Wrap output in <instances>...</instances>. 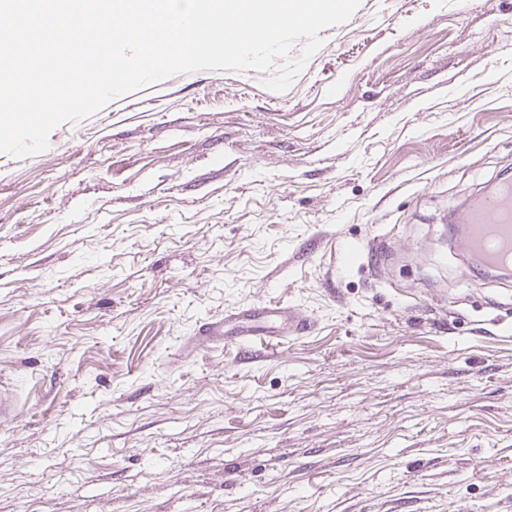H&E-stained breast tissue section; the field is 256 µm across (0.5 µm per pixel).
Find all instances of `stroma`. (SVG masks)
Listing matches in <instances>:
<instances>
[{
  "instance_id": "35a3bbf8",
  "label": "stroma",
  "mask_w": 512,
  "mask_h": 512,
  "mask_svg": "<svg viewBox=\"0 0 512 512\" xmlns=\"http://www.w3.org/2000/svg\"><path fill=\"white\" fill-rule=\"evenodd\" d=\"M289 87L196 71L0 154V512H512V0H359ZM279 301L278 354L188 347ZM464 251L479 254L487 268L512 266V186L496 192H477L466 205Z\"/></svg>"
}]
</instances>
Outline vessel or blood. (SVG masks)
<instances>
[{"mask_svg":"<svg viewBox=\"0 0 512 512\" xmlns=\"http://www.w3.org/2000/svg\"><path fill=\"white\" fill-rule=\"evenodd\" d=\"M467 234L463 250L479 254L487 268L512 267V186L495 192H479L466 205ZM311 328L308 318L276 304L236 310L200 323L195 339L199 344L224 343L241 352L261 347L277 350L288 339L298 338Z\"/></svg>","mask_w":512,"mask_h":512,"instance_id":"1","label":"vessel or blood"}]
</instances>
